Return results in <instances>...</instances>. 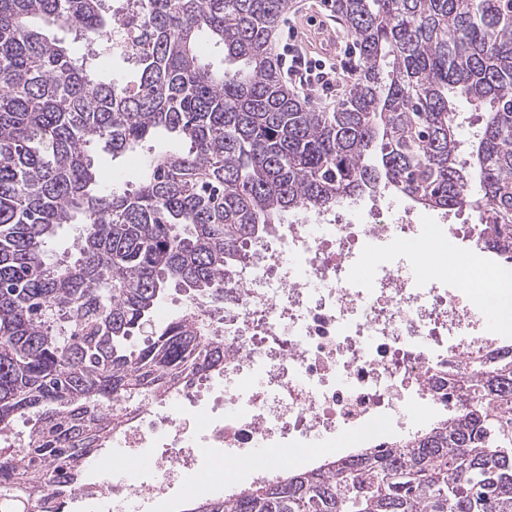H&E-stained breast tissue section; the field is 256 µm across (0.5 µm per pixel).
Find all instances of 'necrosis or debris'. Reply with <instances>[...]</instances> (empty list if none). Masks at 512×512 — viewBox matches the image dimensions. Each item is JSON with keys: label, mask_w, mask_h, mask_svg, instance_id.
Segmentation results:
<instances>
[{"label": "necrosis or debris", "mask_w": 512, "mask_h": 512, "mask_svg": "<svg viewBox=\"0 0 512 512\" xmlns=\"http://www.w3.org/2000/svg\"><path fill=\"white\" fill-rule=\"evenodd\" d=\"M369 204L300 211L262 242L211 325L224 369L165 398L125 408L111 444L143 471L97 469L89 497L112 512L225 469L258 479L381 444L404 445L448 412V374L469 377L512 344L495 314L512 265H457L450 239L479 237L445 215L423 230L413 210ZM351 450H344V441Z\"/></svg>", "instance_id": "necrosis-or-debris-1"}]
</instances>
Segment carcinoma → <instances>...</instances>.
<instances>
[{"mask_svg":"<svg viewBox=\"0 0 512 512\" xmlns=\"http://www.w3.org/2000/svg\"><path fill=\"white\" fill-rule=\"evenodd\" d=\"M138 15L129 79L100 76L49 35L106 47L103 0H0V505L54 512L120 425L100 413L224 368V337L181 314L143 343L171 287L224 306L226 283L299 209L393 191L485 220L512 262V0H332L358 73L331 112L297 100L270 35L290 0H119ZM221 47L220 68L201 57ZM483 124L460 160L454 98ZM168 135L175 148L155 151ZM147 150L139 186L106 191L92 152ZM479 188L472 191L473 177ZM80 224L75 259L52 258ZM460 410L400 449H373L183 512H512V347L486 355ZM77 227L74 224H64L57 229V233L52 242L54 258L59 261H71V244L73 237L77 234Z\"/></svg>","mask_w":512,"mask_h":512,"instance_id":"obj_1","label":"carcinoma"}]
</instances>
